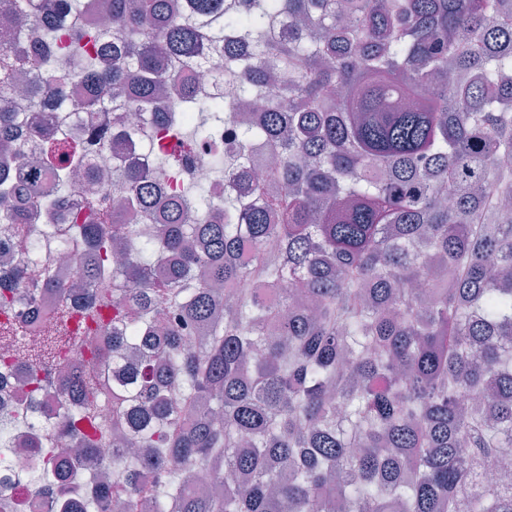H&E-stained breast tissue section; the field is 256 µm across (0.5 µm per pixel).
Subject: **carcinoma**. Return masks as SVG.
I'll return each mask as SVG.
<instances>
[{
	"label": "carcinoma",
	"mask_w": 512,
	"mask_h": 512,
	"mask_svg": "<svg viewBox=\"0 0 512 512\" xmlns=\"http://www.w3.org/2000/svg\"><path fill=\"white\" fill-rule=\"evenodd\" d=\"M103 8L120 28L61 29ZM61 41L73 70L23 82L27 44H0V152L13 132L69 111L135 112L162 136L232 127L224 223L202 224L130 161L112 192L48 232L68 245L79 288H60L55 327L30 352L12 326L6 346L28 365L12 410L15 442L46 467L59 448L72 475L105 473L107 431L138 448L125 477L90 480L123 512H512V484L489 479L512 446V0H0V10ZM285 17L279 31L275 19ZM224 63L219 101L191 77ZM25 85L30 110L10 99ZM272 84L276 100L240 104ZM55 195L28 184L33 207L61 212L76 172H98L78 146L44 152ZM16 176L0 169V225ZM53 282L19 265L0 280V309L25 307ZM247 282L278 287L275 301ZM95 318L114 311L112 365L97 336L67 330L70 298ZM82 347L74 372L62 352ZM78 400L41 431L31 405L52 370ZM112 404V422L100 413ZM205 470L223 489L191 492Z\"/></svg>",
	"instance_id": "1"
}]
</instances>
